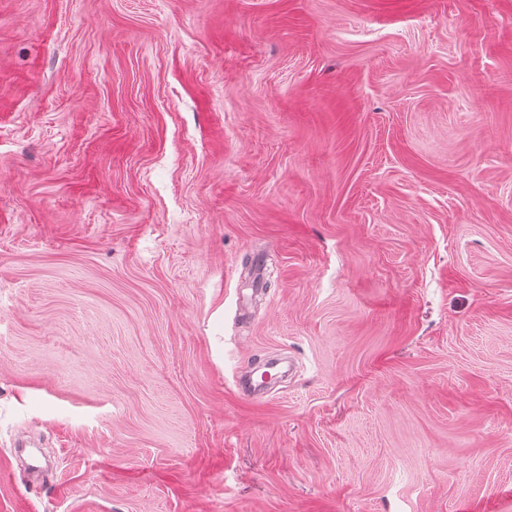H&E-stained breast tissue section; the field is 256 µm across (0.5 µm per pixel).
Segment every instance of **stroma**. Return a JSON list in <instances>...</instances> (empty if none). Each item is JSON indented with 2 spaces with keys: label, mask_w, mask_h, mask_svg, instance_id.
<instances>
[{
  "label": "stroma",
  "mask_w": 512,
  "mask_h": 512,
  "mask_svg": "<svg viewBox=\"0 0 512 512\" xmlns=\"http://www.w3.org/2000/svg\"><path fill=\"white\" fill-rule=\"evenodd\" d=\"M0 512H512V0H0Z\"/></svg>",
  "instance_id": "1"
}]
</instances>
